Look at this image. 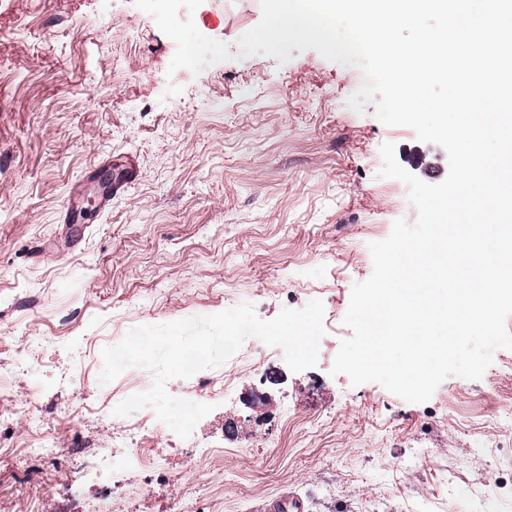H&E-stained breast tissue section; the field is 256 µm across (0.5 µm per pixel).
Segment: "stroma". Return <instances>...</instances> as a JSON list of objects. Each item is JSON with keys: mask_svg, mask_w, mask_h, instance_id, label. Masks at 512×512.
<instances>
[{"mask_svg": "<svg viewBox=\"0 0 512 512\" xmlns=\"http://www.w3.org/2000/svg\"><path fill=\"white\" fill-rule=\"evenodd\" d=\"M110 3L0 0V512H254L284 495L305 512H512V349L423 404L330 373L370 243L417 217L408 186L380 177L381 145L430 184L445 149L349 108L355 67L241 56L260 0ZM313 300L315 367L246 338L208 369L224 398L191 436L152 440L193 454L194 473L97 458L122 392L99 381L113 337ZM22 356L31 376L12 370ZM47 413L57 449L29 456L28 422Z\"/></svg>", "mask_w": 512, "mask_h": 512, "instance_id": "35a3bbf8", "label": "stroma"}]
</instances>
